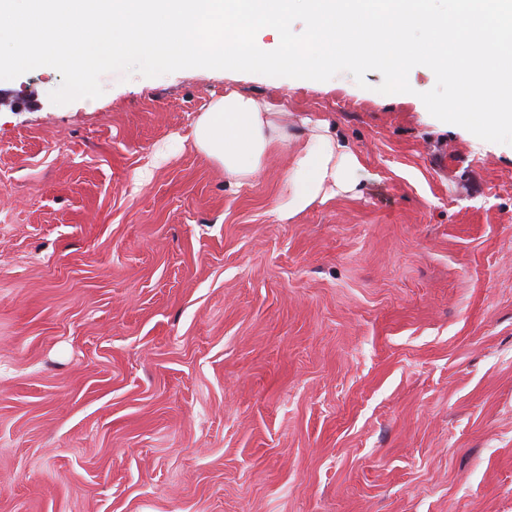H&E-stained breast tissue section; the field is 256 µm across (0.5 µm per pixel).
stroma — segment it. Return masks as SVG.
<instances>
[{
  "label": "stroma",
  "mask_w": 512,
  "mask_h": 512,
  "mask_svg": "<svg viewBox=\"0 0 512 512\" xmlns=\"http://www.w3.org/2000/svg\"><path fill=\"white\" fill-rule=\"evenodd\" d=\"M365 79L0 80V512H512V147ZM229 85L370 179L279 219L287 149L193 144Z\"/></svg>",
  "instance_id": "obj_1"
}]
</instances>
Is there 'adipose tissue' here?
<instances>
[{"label": "adipose tissue", "mask_w": 512, "mask_h": 512, "mask_svg": "<svg viewBox=\"0 0 512 512\" xmlns=\"http://www.w3.org/2000/svg\"><path fill=\"white\" fill-rule=\"evenodd\" d=\"M287 111L286 101H260L230 89L200 115L193 131L197 149L239 184L258 173L270 151L288 147L290 165L276 205L283 220L349 191L366 174L357 154L328 122L295 135L279 121Z\"/></svg>", "instance_id": "adipose-tissue-1"}]
</instances>
